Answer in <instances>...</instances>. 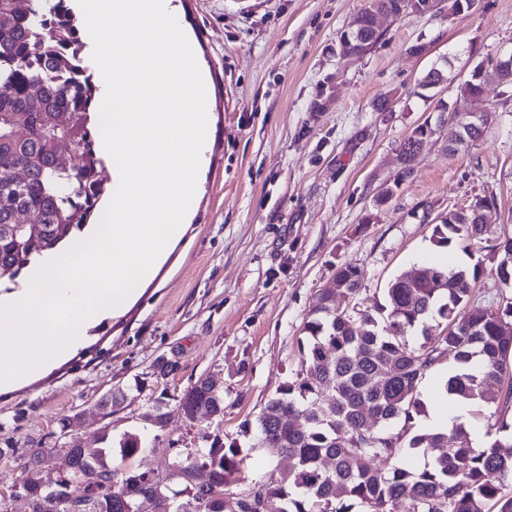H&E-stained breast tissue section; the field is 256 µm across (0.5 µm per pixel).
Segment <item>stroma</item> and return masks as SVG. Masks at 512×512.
Listing matches in <instances>:
<instances>
[{
    "instance_id": "1",
    "label": "stroma",
    "mask_w": 512,
    "mask_h": 512,
    "mask_svg": "<svg viewBox=\"0 0 512 512\" xmlns=\"http://www.w3.org/2000/svg\"><path fill=\"white\" fill-rule=\"evenodd\" d=\"M368 0H180L210 87L212 124L192 218L154 279L119 317L89 330L66 359L18 386L0 389V512H30L24 464L37 448L144 438L118 471L154 470L212 441L248 449L238 492L287 465L258 446L256 419L300 370V338L315 294L337 267L364 272L360 300L381 299L387 283L436 259L434 224L449 210L494 195L488 240L512 235V98L489 87L492 121L477 145L449 153L454 131L439 105L464 109L457 86L479 63L512 46V0H479L452 16L381 21L366 56L339 51V38ZM421 44L422 54L411 53ZM446 64L447 81L419 96L425 73ZM392 109L377 111L380 100ZM433 134L412 159L411 176L385 205L402 141L422 123ZM454 263L482 260L479 302L512 297L497 286V259L483 244L455 250ZM224 391L221 420L191 422L178 410L199 377ZM125 398L112 415L108 392ZM163 424L145 421L153 409Z\"/></svg>"
}]
</instances>
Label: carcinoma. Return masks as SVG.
<instances>
[{
	"instance_id": "obj_1",
	"label": "carcinoma",
	"mask_w": 512,
	"mask_h": 512,
	"mask_svg": "<svg viewBox=\"0 0 512 512\" xmlns=\"http://www.w3.org/2000/svg\"><path fill=\"white\" fill-rule=\"evenodd\" d=\"M352 21L347 53L360 56L381 35L374 15H407V0H371ZM82 35L68 0H0V281H13L38 257L79 239L105 193L94 149L92 113L96 88L81 57ZM490 78L469 77L457 95L485 94ZM433 133L424 123L401 145V167L381 189L386 204L411 175L407 163ZM488 232V216L456 210L434 226L438 247L470 251ZM492 249L500 255L498 279L512 288V236ZM483 263L440 268L414 266L394 277L383 299L358 302L363 270L336 269V287L315 295L304 323L301 370L284 382L258 416L259 443L278 444L288 467L259 482L267 512H512V435L504 422L512 405V302L494 312L473 301ZM444 326L434 347L409 345L407 336L427 337ZM448 359L447 393L471 404H494L487 419L488 445L472 446L468 428L453 423L412 436L409 447L432 457L413 468L399 453L401 434L386 430L397 419L420 411L418 383L425 371ZM181 411L191 421L224 416V391L199 378L187 391ZM302 417L301 426L292 419ZM136 435L120 443L121 457L143 450ZM111 449L91 455L68 450L70 467L57 485L68 494L73 481L99 500L98 512H123L113 493ZM37 450L25 462L23 487L35 502L32 512H54L41 489ZM245 449L231 443L196 450L194 466L208 475L213 497L202 505L197 494L173 512H244L239 494L224 487L237 480ZM391 462L380 469L375 461Z\"/></svg>"
}]
</instances>
